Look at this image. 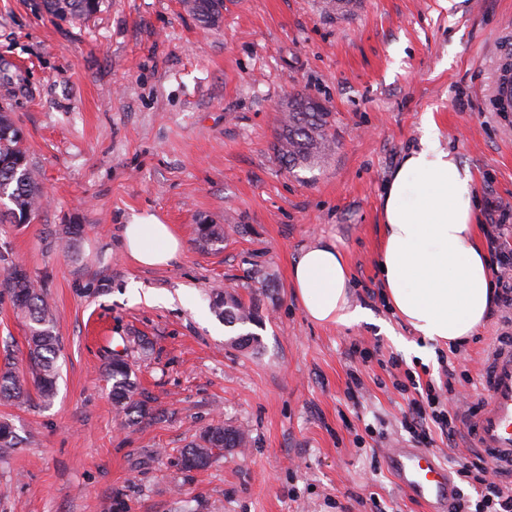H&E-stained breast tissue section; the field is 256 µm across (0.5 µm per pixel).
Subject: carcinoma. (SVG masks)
I'll use <instances>...</instances> for the list:
<instances>
[{"label":"carcinoma","instance_id":"1","mask_svg":"<svg viewBox=\"0 0 512 512\" xmlns=\"http://www.w3.org/2000/svg\"><path fill=\"white\" fill-rule=\"evenodd\" d=\"M100 0H41L49 15L63 19H81L97 10ZM184 5L199 21L212 24L224 8V0H184ZM357 7V0H323L326 12L350 15ZM331 113L326 106L311 97L296 94L288 99L285 113L277 133V153L280 160L293 172L312 169L321 165L334 149L329 132ZM42 192L30 167L27 151L10 116L0 113V201L8 199L12 207L8 215L15 224H28L39 210ZM198 241L204 247H213L224 241V228L218 224H201ZM5 289L14 306L29 319L28 345L33 360L32 378L40 396L46 402L56 394L58 369L55 332V315L45 301L41 287L19 264L9 266L4 279ZM211 310L227 327L254 325L259 321V303L252 300L246 305L229 292H216L211 300ZM236 348L257 350L261 338L252 332H242L228 338ZM110 381L112 406L117 414L126 418L144 409L134 400L138 389L137 379L124 356L115 353L105 365ZM27 397L20 376L7 367L0 371V400L21 402ZM249 435L242 429L219 421L207 426L188 448L183 450L182 465L188 470L210 465L214 450L232 452L245 448Z\"/></svg>","mask_w":512,"mask_h":512}]
</instances>
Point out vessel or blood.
<instances>
[{
	"label": "vessel or blood",
	"instance_id": "1",
	"mask_svg": "<svg viewBox=\"0 0 512 512\" xmlns=\"http://www.w3.org/2000/svg\"><path fill=\"white\" fill-rule=\"evenodd\" d=\"M479 383L482 405L462 417L468 443L494 470L512 476V336L496 337L488 346ZM386 461L400 488L427 503L431 512H446L455 484L437 455L400 443L388 449Z\"/></svg>",
	"mask_w": 512,
	"mask_h": 512
}]
</instances>
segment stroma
<instances>
[{
  "instance_id": "1",
  "label": "stroma",
  "mask_w": 512,
  "mask_h": 512,
  "mask_svg": "<svg viewBox=\"0 0 512 512\" xmlns=\"http://www.w3.org/2000/svg\"><path fill=\"white\" fill-rule=\"evenodd\" d=\"M39 3L0 0V113L46 192L31 223L0 222V270L22 265L41 285L61 376L51 403H0L18 437L0 457V512H424L386 466L415 398L394 381L438 380L448 361L464 401H479L506 311L493 306L478 336L429 363L409 352L417 336L378 272L382 195L435 121L475 178L478 224L502 223L512 254V112L494 109L512 0H358L345 17L321 0H224L207 28L181 0H101L81 20ZM297 93L327 106L335 148L294 175L276 144ZM149 216L183 242L170 265L124 251V225ZM203 222L224 227L216 249L197 243ZM323 241L374 323L319 325L294 298L292 261ZM218 288L259 299L258 351L227 345L209 307ZM27 335L0 287V365L26 380ZM121 349L145 410L130 422L103 376ZM220 420L249 447L184 469L183 448Z\"/></svg>"
}]
</instances>
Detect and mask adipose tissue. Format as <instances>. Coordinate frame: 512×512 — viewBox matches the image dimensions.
I'll return each mask as SVG.
<instances>
[{"mask_svg": "<svg viewBox=\"0 0 512 512\" xmlns=\"http://www.w3.org/2000/svg\"><path fill=\"white\" fill-rule=\"evenodd\" d=\"M477 190L468 167L444 149L435 123L419 148L407 154L383 196L379 263L392 311L421 336L418 354L429 359L436 345L468 340L483 324L494 288L487 253L477 243ZM126 253L142 266L177 260L182 244L171 225L128 224ZM350 271L332 243H318L292 262L290 286L305 315L321 325L370 321L351 304Z\"/></svg>", "mask_w": 512, "mask_h": 512, "instance_id": "adipose-tissue-1", "label": "adipose tissue"}]
</instances>
